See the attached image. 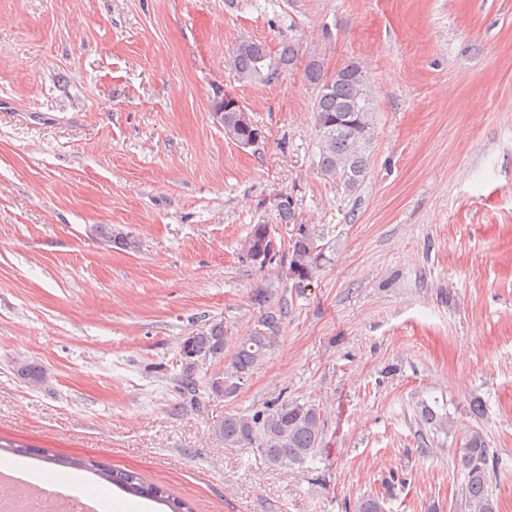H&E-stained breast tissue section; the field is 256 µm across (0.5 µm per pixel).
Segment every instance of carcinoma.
Here are the masks:
<instances>
[{"label":"carcinoma","instance_id":"cac0c4a2","mask_svg":"<svg viewBox=\"0 0 512 512\" xmlns=\"http://www.w3.org/2000/svg\"><path fill=\"white\" fill-rule=\"evenodd\" d=\"M297 59L294 45L282 47L277 56L268 53L266 46L251 38H243L236 45L232 63L241 81H268L281 71L292 67ZM306 81L317 90L313 107L319 138L318 167L323 176L340 184L344 191H356L365 180L374 139V111L368 94L362 67L356 62L342 65L333 74L324 70L323 63L312 59L305 68ZM213 107L223 110L224 135L235 144L250 142L257 148L264 139L263 131L250 118H245L242 105L226 101V95L214 97ZM280 222L291 224L295 219L296 202L291 194L277 201ZM98 239L122 249L135 251L138 242L121 229L110 224L95 228ZM320 236L306 224L298 225L291 236L288 251V278L302 283L312 278L322 266L323 247ZM266 224H255L245 237L242 248L253 253H264L269 246ZM278 317L268 311L261 318L259 328L241 339L230 362V371L210 378L208 391L217 397H232L251 372L264 360L277 341ZM227 336L224 322H213L204 330L182 339L179 351L186 352L181 359L179 380L182 388L197 391L196 371L206 362L224 359ZM16 371L32 386L45 378L44 368L33 361L22 360ZM423 421L438 430L452 428L448 416H443L428 405L420 410ZM219 435L229 446L258 443L262 454L276 465H301L313 455L322 439L320 411L309 402L292 401L253 415H228L217 426ZM494 454L484 435L471 431L458 449L456 464L463 475L461 509L464 512H498L492 483ZM51 464L58 467L89 469L100 479L118 489L167 506L170 512H193L185 500L172 496L163 486L145 481L139 474L112 469L91 459L57 457Z\"/></svg>","mask_w":512,"mask_h":512}]
</instances>
